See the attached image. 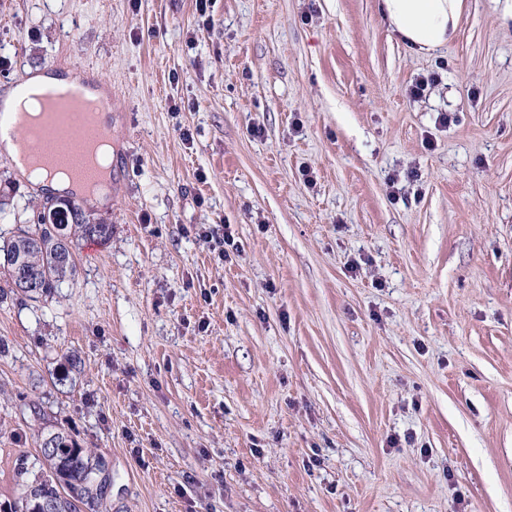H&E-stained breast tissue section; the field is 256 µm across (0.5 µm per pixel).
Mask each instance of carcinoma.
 Returning a JSON list of instances; mask_svg holds the SVG:
<instances>
[{"instance_id":"cac0c4a2","label":"carcinoma","mask_w":512,"mask_h":512,"mask_svg":"<svg viewBox=\"0 0 512 512\" xmlns=\"http://www.w3.org/2000/svg\"><path fill=\"white\" fill-rule=\"evenodd\" d=\"M111 236L112 225L93 222L76 204L63 202L56 232L44 224L20 226L0 244V276L11 291L28 294L12 271L19 262L39 273L36 294L49 296L74 275V249L79 240L105 242ZM42 443L53 444V454H40L32 462L24 454L15 459L14 473L22 494L10 512H41L40 503L48 498L57 503L54 512H101L108 497L94 476L102 457L62 432L48 434Z\"/></svg>"}]
</instances>
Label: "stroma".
<instances>
[{
    "label": "stroma",
    "instance_id": "stroma-1",
    "mask_svg": "<svg viewBox=\"0 0 512 512\" xmlns=\"http://www.w3.org/2000/svg\"><path fill=\"white\" fill-rule=\"evenodd\" d=\"M379 5L0 0V95L112 94L111 239L0 298V512L50 432L108 512H512V27ZM47 199L0 151V236ZM380 1L391 32L409 47L423 53L448 44L463 10V0ZM65 81L70 80H58V79H50L44 76H34L30 79H28L24 84L21 86L9 90L6 95L3 98V107L7 110H14L16 109L20 102L23 99L22 91H33V92H41L45 87L48 89H45L46 93H54L60 88H64L62 86H54L58 83H62ZM54 86V87H52ZM51 87V88H49Z\"/></svg>",
    "mask_w": 512,
    "mask_h": 512
}]
</instances>
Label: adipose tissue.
<instances>
[{
    "label": "adipose tissue",
    "instance_id": "1",
    "mask_svg": "<svg viewBox=\"0 0 512 512\" xmlns=\"http://www.w3.org/2000/svg\"><path fill=\"white\" fill-rule=\"evenodd\" d=\"M462 8L463 0H381L391 32L423 53L448 44L457 30Z\"/></svg>",
    "mask_w": 512,
    "mask_h": 512
}]
</instances>
